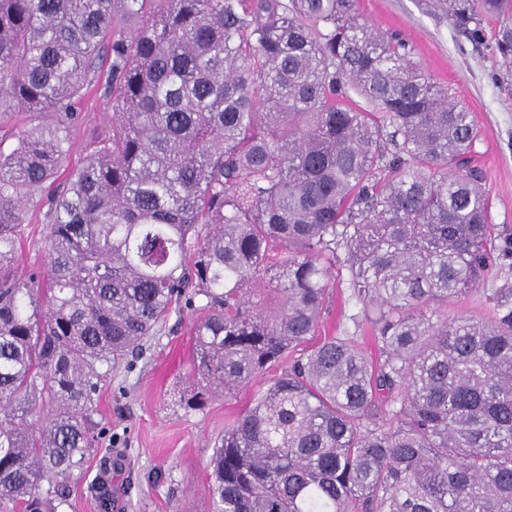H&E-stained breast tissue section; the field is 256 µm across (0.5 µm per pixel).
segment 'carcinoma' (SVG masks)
I'll return each instance as SVG.
<instances>
[{"label": "carcinoma", "instance_id": "carcinoma-1", "mask_svg": "<svg viewBox=\"0 0 512 512\" xmlns=\"http://www.w3.org/2000/svg\"><path fill=\"white\" fill-rule=\"evenodd\" d=\"M445 2L476 44L497 20L512 62V0ZM97 82L112 132L63 177ZM16 111L54 121L0 148V507L45 512V477L68 496L100 367L172 305L205 313L197 411L314 333L337 266L354 332L224 428L216 512H512V288L448 316L512 267V228L489 223L471 113L401 38L353 0H0V116ZM43 208L41 287L13 268ZM484 296L479 293H473L464 300L448 306V315H468L474 317L482 316Z\"/></svg>", "mask_w": 512, "mask_h": 512}]
</instances>
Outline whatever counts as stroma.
<instances>
[{"instance_id":"35a3bbf8","label":"stroma","mask_w":512,"mask_h":512,"mask_svg":"<svg viewBox=\"0 0 512 512\" xmlns=\"http://www.w3.org/2000/svg\"><path fill=\"white\" fill-rule=\"evenodd\" d=\"M359 18L380 33L399 32L412 60L459 104L478 128L473 163L484 175L492 223L512 226V79L496 55L492 39L473 45L457 31L438 0H354ZM79 121L65 169L79 167L96 142L112 129V104L91 91L77 104ZM48 228L42 213L32 215L16 267L24 277L44 266ZM333 271L325 310L308 345L335 333L355 303ZM197 313L172 314L165 327L130 363L108 369L101 384L94 419V449L69 479L70 495L55 512H213L209 466L225 425L235 419L267 381L259 379L230 397L216 396L203 410L185 412L192 388ZM111 481L110 507L98 490L101 476Z\"/></svg>"}]
</instances>
